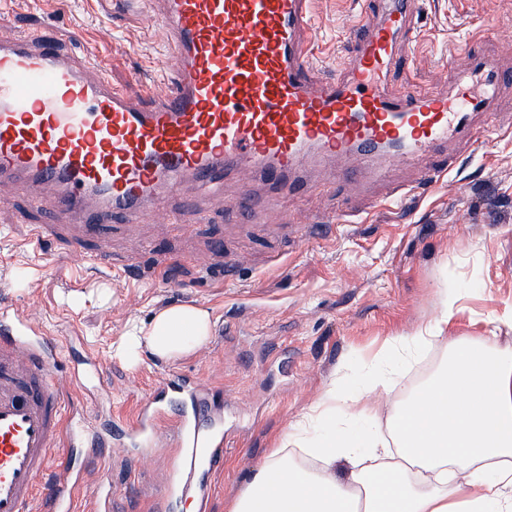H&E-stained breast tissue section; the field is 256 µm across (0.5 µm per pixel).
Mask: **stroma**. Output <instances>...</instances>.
Returning a JSON list of instances; mask_svg holds the SVG:
<instances>
[{"label": "stroma", "mask_w": 512, "mask_h": 512, "mask_svg": "<svg viewBox=\"0 0 512 512\" xmlns=\"http://www.w3.org/2000/svg\"><path fill=\"white\" fill-rule=\"evenodd\" d=\"M362 7L363 0H312L324 75L345 66L344 37ZM0 11L2 41L45 28L66 45L80 32L129 96L167 89L158 74L167 32L139 0H0ZM416 16L424 36L413 49V76L423 88L447 91L471 64L461 43L474 35L479 54L512 69V0H418ZM500 107L475 146L456 150L447 175L402 206L380 203L382 190L368 179L353 194L326 190L328 174L313 166L299 196L275 197L271 207L273 185L256 178V215L238 205L241 189L228 179L220 200L178 193L173 206L189 232L150 222L114 230L108 265L98 263L94 241H35L32 227L45 215L29 207L21 184H0V315L30 335L55 337L59 364L87 374L82 387L62 391L69 415L91 419L76 456L79 479L69 487L71 512H101L104 487L115 494V512H157L173 439H156L141 455L112 450L121 436L114 418L134 417L160 380L198 378L219 398L228 454L223 471L203 477L201 494L207 512H224L225 499L340 364L360 376L364 352L440 318L448 291L460 308L451 335L496 327L512 344L504 322L512 308V87ZM178 304L210 312L214 326L201 347L167 359L144 349L132 365L114 356L133 324ZM447 352L444 341L428 349L389 403L425 381Z\"/></svg>", "instance_id": "stroma-1"}]
</instances>
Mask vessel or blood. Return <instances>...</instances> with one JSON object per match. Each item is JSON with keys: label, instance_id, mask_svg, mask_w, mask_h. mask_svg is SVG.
<instances>
[{"label": "vessel or blood", "instance_id": "1", "mask_svg": "<svg viewBox=\"0 0 512 512\" xmlns=\"http://www.w3.org/2000/svg\"><path fill=\"white\" fill-rule=\"evenodd\" d=\"M366 2L346 67L323 76L310 0H152L169 32L162 67L172 81L165 94L146 88L137 99L113 83L92 45L74 53L43 30L0 41V183H24L35 208L77 219L84 235L101 239L116 224L177 223L167 206L176 188L212 186L228 174L244 188V203L256 175L290 185L318 164L341 182L353 159L375 181L393 166H417L416 182L426 184L446 167L422 159L474 143L512 77L481 58L474 71L482 85L419 88L415 0ZM398 71L404 80L395 91L389 78ZM58 223L34 225L32 234L53 237ZM56 358L48 337L0 327V512H26L36 476L61 457L60 390L83 385L84 374L54 373ZM174 397L181 412L171 418L165 407ZM205 412L201 385L169 378L119 426L173 434L171 489L183 495L224 457Z\"/></svg>", "mask_w": 512, "mask_h": 512}]
</instances>
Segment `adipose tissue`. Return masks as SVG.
<instances>
[{"mask_svg": "<svg viewBox=\"0 0 512 512\" xmlns=\"http://www.w3.org/2000/svg\"><path fill=\"white\" fill-rule=\"evenodd\" d=\"M452 309L368 361L362 385L340 373L224 512H512V346L495 329L448 336ZM207 311L173 305L124 336L120 351L162 358L202 345ZM448 355L393 411L391 432L367 423L371 404L439 341Z\"/></svg>", "mask_w": 512, "mask_h": 512, "instance_id": "ef3b65f1", "label": "adipose tissue"}]
</instances>
